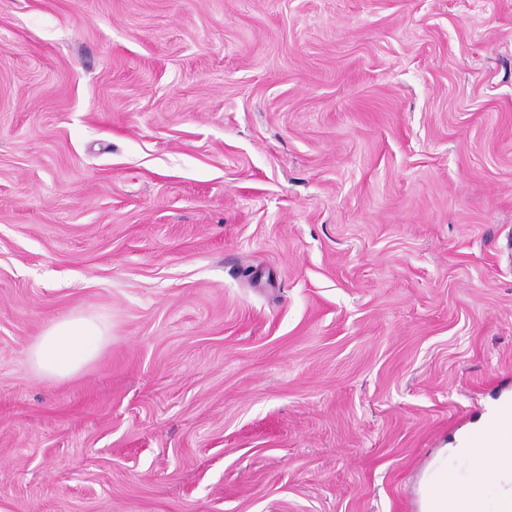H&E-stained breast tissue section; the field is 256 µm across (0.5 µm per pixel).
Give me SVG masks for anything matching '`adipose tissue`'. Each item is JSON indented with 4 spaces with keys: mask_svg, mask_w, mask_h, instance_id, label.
<instances>
[{
    "mask_svg": "<svg viewBox=\"0 0 512 512\" xmlns=\"http://www.w3.org/2000/svg\"><path fill=\"white\" fill-rule=\"evenodd\" d=\"M107 341V331L89 317L71 316L52 324L32 344L29 357L35 371L64 379L92 361ZM448 490V458L435 457L419 486L421 512H438L437 504Z\"/></svg>",
    "mask_w": 512,
    "mask_h": 512,
    "instance_id": "obj_1",
    "label": "adipose tissue"
}]
</instances>
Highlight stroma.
I'll list each match as a JSON object with an SVG mask.
<instances>
[{
	"mask_svg": "<svg viewBox=\"0 0 512 512\" xmlns=\"http://www.w3.org/2000/svg\"><path fill=\"white\" fill-rule=\"evenodd\" d=\"M510 390L512 0H0V512H418ZM107 341L106 328L89 317L71 316L52 324L32 344L35 371L49 378H69L92 361Z\"/></svg>",
	"mask_w": 512,
	"mask_h": 512,
	"instance_id": "1",
	"label": "stroma"
}]
</instances>
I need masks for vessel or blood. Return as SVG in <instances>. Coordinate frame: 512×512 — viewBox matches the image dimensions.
I'll use <instances>...</instances> for the list:
<instances>
[{"instance_id":"b4317fda","label":"vessel or blood","mask_w":512,"mask_h":512,"mask_svg":"<svg viewBox=\"0 0 512 512\" xmlns=\"http://www.w3.org/2000/svg\"><path fill=\"white\" fill-rule=\"evenodd\" d=\"M464 450L472 452L479 448H496L500 454L490 471L481 473L474 480L475 490L467 500L448 495L442 507L444 512H485V486L495 478L512 476V395L500 396L488 414L480 438H465Z\"/></svg>"}]
</instances>
